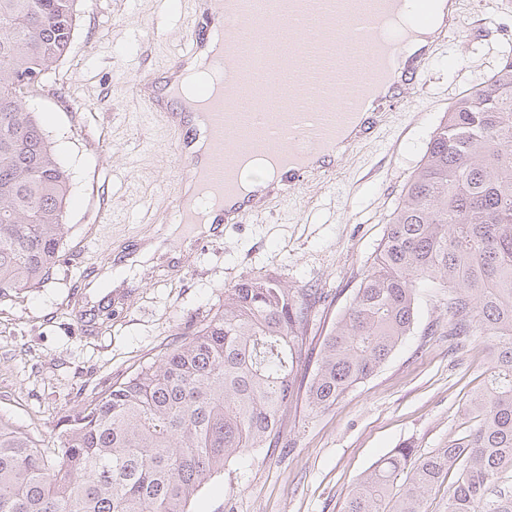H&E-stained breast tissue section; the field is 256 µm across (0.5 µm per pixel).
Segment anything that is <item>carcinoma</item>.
Segmentation results:
<instances>
[{
  "instance_id": "cac0c4a2",
  "label": "carcinoma",
  "mask_w": 512,
  "mask_h": 512,
  "mask_svg": "<svg viewBox=\"0 0 512 512\" xmlns=\"http://www.w3.org/2000/svg\"><path fill=\"white\" fill-rule=\"evenodd\" d=\"M81 0H0V299L48 279L62 257L70 173L29 89L68 53ZM448 296L444 334L494 351L467 435L424 456L402 444L348 490L342 512H425L457 470L447 512H512V54L433 131L373 264L302 373L312 297L254 278L224 308L112 383L42 453L0 420V512H189L226 463L282 439L293 404L326 409L389 359L420 290Z\"/></svg>"
}]
</instances>
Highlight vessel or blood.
<instances>
[{"label": "vessel or blood", "instance_id": "b4317fda", "mask_svg": "<svg viewBox=\"0 0 512 512\" xmlns=\"http://www.w3.org/2000/svg\"><path fill=\"white\" fill-rule=\"evenodd\" d=\"M234 4L238 22L211 31L190 25L192 43L163 76L141 82L149 114L162 118L174 132L173 146L182 160L181 185L197 184L223 208L210 225L212 236L243 223L276 200L289 198L301 185L334 172L343 150L373 139L382 116L400 110L419 90L435 53L459 37L460 10L443 16L444 0H218ZM295 34L277 42L280 28ZM220 36L223 55L247 68L265 66L260 49L274 53L272 76L285 79L277 108L257 104L255 111L235 110L236 93L200 86L207 105L206 155L191 152V129L178 116L184 110L174 82ZM362 49L371 58L372 74L363 76L346 58L347 47ZM259 134L258 146L283 176L271 189L242 192L245 164L238 150L242 127ZM176 223L193 236L202 213L183 194L172 200Z\"/></svg>", "mask_w": 512, "mask_h": 512}]
</instances>
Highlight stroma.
Instances as JSON below:
<instances>
[{
    "instance_id": "1",
    "label": "stroma",
    "mask_w": 512,
    "mask_h": 512,
    "mask_svg": "<svg viewBox=\"0 0 512 512\" xmlns=\"http://www.w3.org/2000/svg\"><path fill=\"white\" fill-rule=\"evenodd\" d=\"M178 0H84L68 54L28 94L71 174L64 257L48 280L0 300V418L56 445L68 414L91 393L152 364L189 325L224 302L227 288L274 278L319 288L331 300L309 331L307 368L371 265L392 213L444 112L480 87L512 52V0H464L461 35L433 60L426 82L388 116L390 154L369 143L344 157L330 181H311L288 201L181 259L144 263L90 311L87 268H114L144 237L175 244L169 217L181 165L158 119L134 91L140 74L166 68L188 45L189 8ZM448 301L420 291L417 320L385 364L328 409L298 402L281 447L226 466L190 512H341L359 476L400 444L447 447L476 425L464 408L484 381L489 344L435 335Z\"/></svg>"
}]
</instances>
